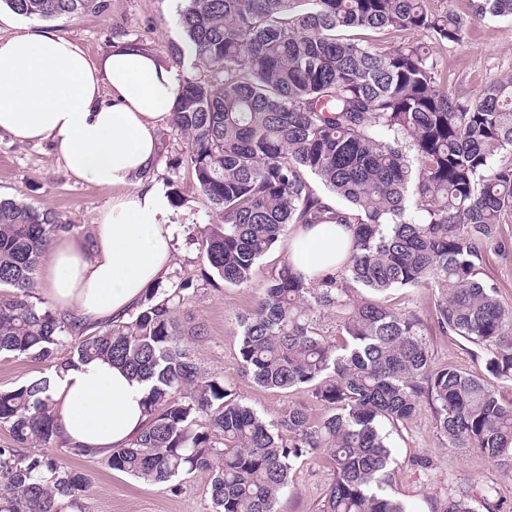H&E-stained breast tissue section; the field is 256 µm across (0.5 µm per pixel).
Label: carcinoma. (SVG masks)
Returning a JSON list of instances; mask_svg holds the SVG:
<instances>
[{
	"label": "carcinoma",
	"mask_w": 512,
	"mask_h": 512,
	"mask_svg": "<svg viewBox=\"0 0 512 512\" xmlns=\"http://www.w3.org/2000/svg\"><path fill=\"white\" fill-rule=\"evenodd\" d=\"M39 21L102 14L106 0H4ZM474 18L512 21V0H477ZM170 60L186 72L171 131L215 220L198 239L205 278L255 289L239 318L238 359L266 389L306 391L275 420L244 404L222 376L203 373L189 345L207 329L180 308L197 289L179 272L146 290L121 321L88 331L40 297L36 274L73 225L0 198V354L58 373L108 359L147 384L146 422L106 463L146 483L208 476L211 512H277L299 464L326 459L333 478L318 512H413L381 493L395 467L387 427L421 402L450 448H470L512 473V305L482 278L490 253L512 254V71L474 97L448 89L434 55L410 42L383 47L354 30L426 31L460 42L468 19L430 0H177ZM112 38L147 50L143 38ZM204 68H199V65ZM299 224H336L351 243L336 271L306 277L286 260L259 283V260ZM435 289L434 326L482 352L483 372L437 366L414 312L388 292ZM336 314L340 340L318 318ZM71 346L69 357H58ZM0 512H82L85 475L48 453L60 434L51 377L0 390ZM502 512L495 489L458 484L438 512Z\"/></svg>",
	"instance_id": "obj_1"
}]
</instances>
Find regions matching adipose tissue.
Listing matches in <instances>:
<instances>
[{
  "instance_id": "ef3b65f1",
  "label": "adipose tissue",
  "mask_w": 512,
  "mask_h": 512,
  "mask_svg": "<svg viewBox=\"0 0 512 512\" xmlns=\"http://www.w3.org/2000/svg\"><path fill=\"white\" fill-rule=\"evenodd\" d=\"M179 80L136 48L103 60L75 41L26 27L0 39V132L20 144L49 143L78 181L111 190L136 186L102 211L92 238L65 233L43 265L42 291L86 324L122 320L170 270L174 228L165 192L144 182L156 162ZM333 224H302L290 242L297 269L312 276L336 264ZM144 383L110 361L79 363L55 377L60 435L94 455L130 443L146 416Z\"/></svg>"
}]
</instances>
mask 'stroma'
Wrapping results in <instances>:
<instances>
[{"label": "stroma", "mask_w": 512, "mask_h": 512, "mask_svg": "<svg viewBox=\"0 0 512 512\" xmlns=\"http://www.w3.org/2000/svg\"><path fill=\"white\" fill-rule=\"evenodd\" d=\"M107 3L104 14L46 21L42 27L76 41L88 55L102 58L112 51V26L118 23L130 36H146L150 54L159 63L168 64L169 46L178 38L175 0ZM447 3L470 19L461 43L438 45L425 32H408L404 38L431 46L449 89L468 97L477 94L496 72L512 70V22L474 19L475 0H434L433 6L440 9ZM183 145V138L171 137L150 177L161 187L175 186L178 194L177 205L165 213L166 221L176 226L179 239L172 267L190 276L198 289L196 297L184 306V314L203 322L208 330L205 340L192 345V358L206 372L234 383L243 403L272 418L286 416L293 408L309 403V395L261 388L243 374L239 364L238 318L251 307L252 290L220 281L206 283L201 276L205 265L197 249L186 243L190 231L208 223L209 208L191 173L170 168ZM0 196L54 211L64 222L73 224L74 234L85 237L92 236L101 210L112 198L111 193L93 184L74 181L55 160L49 145H21L2 132ZM426 339L436 364L481 370L480 350L463 339L442 335L432 326ZM391 440L398 467L386 492L413 503L417 512H433L449 487L464 481L494 486L506 512H512V473L496 469L475 452L446 447L435 428L429 403H422L413 421L393 429ZM53 454L60 463L86 474L89 490L84 512H211L205 474L183 475L159 486L112 470L101 460L73 455L64 447L54 448ZM332 476L329 462L300 465L279 500L278 512H317Z\"/></svg>", "instance_id": "35a3bbf8"}]
</instances>
